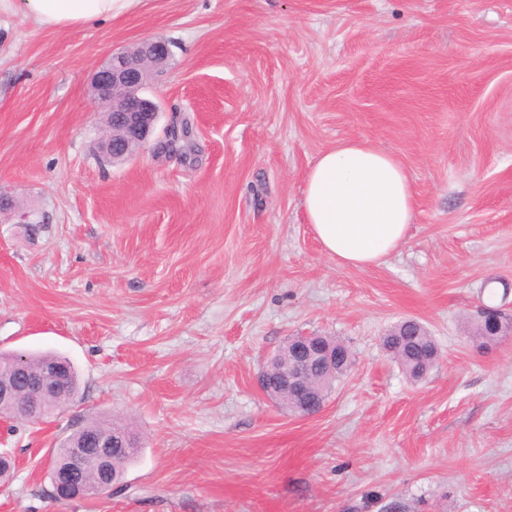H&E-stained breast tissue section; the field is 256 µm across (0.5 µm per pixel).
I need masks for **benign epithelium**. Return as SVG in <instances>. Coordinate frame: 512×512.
<instances>
[{
	"label": "benign epithelium",
	"mask_w": 512,
	"mask_h": 512,
	"mask_svg": "<svg viewBox=\"0 0 512 512\" xmlns=\"http://www.w3.org/2000/svg\"><path fill=\"white\" fill-rule=\"evenodd\" d=\"M170 56L169 46L162 39L143 41L125 51L112 55L109 61L93 74L91 87L95 99L112 112L120 129L119 137L107 136L100 149L107 156L119 160L134 152L148 138L158 116L157 106L142 96L150 72L164 66ZM320 361L325 372L334 375L341 369L336 350L307 336L290 338L288 360L276 370H264L260 376L262 391L277 401L283 395L294 397L306 391L315 393L307 379L310 364ZM64 376L57 366H49L34 375L25 361L15 360L6 376L0 375V401L12 400L18 392L17 382H26L27 396L16 410L30 423L44 421L45 409L41 402L62 389ZM103 469L112 463V438L94 437L79 448L68 451L67 463L52 473L54 490L80 491L82 479L89 464Z\"/></svg>",
	"instance_id": "7a95c632"
}]
</instances>
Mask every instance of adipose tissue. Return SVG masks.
<instances>
[{
  "label": "adipose tissue",
  "mask_w": 512,
  "mask_h": 512,
  "mask_svg": "<svg viewBox=\"0 0 512 512\" xmlns=\"http://www.w3.org/2000/svg\"><path fill=\"white\" fill-rule=\"evenodd\" d=\"M139 0H0L40 26L91 25L131 12ZM303 209L323 251L365 268L402 245L415 211L412 184L389 153L362 139L319 155L304 179Z\"/></svg>",
  "instance_id": "1"
}]
</instances>
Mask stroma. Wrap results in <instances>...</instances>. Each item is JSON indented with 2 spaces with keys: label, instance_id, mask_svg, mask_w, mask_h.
I'll return each instance as SVG.
<instances>
[{
  "label": "stroma",
  "instance_id": "stroma-1",
  "mask_svg": "<svg viewBox=\"0 0 512 512\" xmlns=\"http://www.w3.org/2000/svg\"><path fill=\"white\" fill-rule=\"evenodd\" d=\"M171 56L125 162L97 152L91 78L149 40ZM188 125L186 147L165 150ZM360 138L415 191L378 265L325 254L302 207L320 152ZM0 351L75 366L74 402L11 420L0 512H512V0H140L101 24L0 14ZM413 318L420 380L382 345ZM336 336L354 363L301 417L262 393L270 355ZM136 432L112 491L48 494L54 446L87 421Z\"/></svg>",
  "mask_w": 512,
  "mask_h": 512
}]
</instances>
